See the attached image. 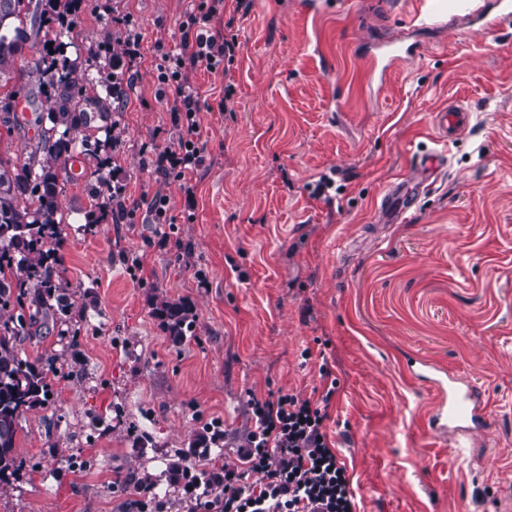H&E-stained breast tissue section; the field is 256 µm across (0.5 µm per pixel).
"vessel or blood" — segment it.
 <instances>
[{
  "label": "vessel or blood",
  "mask_w": 512,
  "mask_h": 512,
  "mask_svg": "<svg viewBox=\"0 0 512 512\" xmlns=\"http://www.w3.org/2000/svg\"><path fill=\"white\" fill-rule=\"evenodd\" d=\"M415 17L423 27L438 25L442 18L463 17L482 27L492 29L500 21L512 19V0H496L498 11L488 14L478 0H415ZM468 115L465 109L454 107L439 114V130L449 137L466 126ZM490 413L480 390L464 384L449 390L440 397L429 417L431 428L438 433L454 431L461 434L483 427Z\"/></svg>",
  "instance_id": "1"
}]
</instances>
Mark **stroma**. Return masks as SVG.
I'll return each mask as SVG.
<instances>
[{
  "label": "stroma",
  "instance_id": "obj_1",
  "mask_svg": "<svg viewBox=\"0 0 512 512\" xmlns=\"http://www.w3.org/2000/svg\"><path fill=\"white\" fill-rule=\"evenodd\" d=\"M198 2L84 0L61 42L93 75V48L122 20L144 36L141 58L118 66L121 111L93 113L74 134L99 148L59 195L73 312L20 347L58 359L50 401L22 420L0 512H136L115 482L131 473L154 481L163 512H185L186 483L165 477L169 463H197L191 444L212 426L224 434L218 461L236 462L250 396L318 399L324 366L337 381L327 434L356 512H507L512 26L424 28L408 0H252L245 14L224 0L213 25L238 48L226 74L191 76L206 149L190 213L179 181L155 170L171 129L157 68ZM392 39L418 50L369 84ZM18 100L19 127L0 124V157L14 163L45 110L30 89ZM451 104L470 122L446 141L436 115ZM431 149L448 166L424 186L415 160ZM99 168L122 185L126 219H111L110 196L91 198ZM401 181L412 205L385 223L381 195ZM157 194L169 201L163 224L132 206ZM164 300L194 314L191 337L164 330ZM449 375L477 386L491 411L463 449L428 427L436 381Z\"/></svg>",
  "mask_w": 512,
  "mask_h": 512
}]
</instances>
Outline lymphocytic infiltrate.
I'll return each instance as SVG.
<instances>
[{
    "label": "lymphocytic infiltrate",
    "instance_id": "lymphocytic-infiltrate-1",
    "mask_svg": "<svg viewBox=\"0 0 512 512\" xmlns=\"http://www.w3.org/2000/svg\"><path fill=\"white\" fill-rule=\"evenodd\" d=\"M223 0H201L197 13L182 21L181 52L164 55L158 82L167 101L175 137L160 152L156 169L181 183L194 201L193 177L204 162L200 98L190 72L216 73L233 59L237 44L209 30ZM336 394L328 385L319 401L280 391L251 397L253 426L238 449V462L219 468L210 494L195 499L187 512H355L346 468L329 446L324 422Z\"/></svg>",
    "mask_w": 512,
    "mask_h": 512
}]
</instances>
